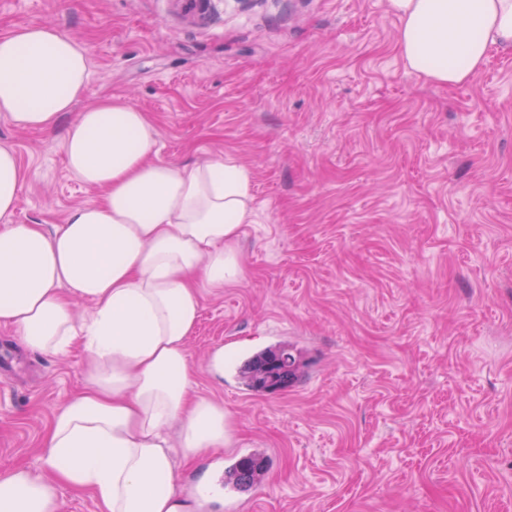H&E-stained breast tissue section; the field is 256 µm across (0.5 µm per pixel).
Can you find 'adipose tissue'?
Segmentation results:
<instances>
[{
  "label": "adipose tissue",
  "instance_id": "1",
  "mask_svg": "<svg viewBox=\"0 0 512 512\" xmlns=\"http://www.w3.org/2000/svg\"><path fill=\"white\" fill-rule=\"evenodd\" d=\"M397 45L420 78L456 85L512 49V0H388ZM84 46L47 23L0 37V114L63 140L69 170L103 191L45 233L15 224L26 178L0 144V324L30 350L81 344L84 386L53 417L42 471L0 473V512H62L61 487L88 490L98 512H206L210 486L188 493L176 462L223 449L235 423L223 404L188 398L187 339L202 292L244 275L238 244L253 223L252 173L232 156L195 166L154 160V128L119 98L87 106ZM90 302L76 316L73 303Z\"/></svg>",
  "mask_w": 512,
  "mask_h": 512
}]
</instances>
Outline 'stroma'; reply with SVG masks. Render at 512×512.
Segmentation results:
<instances>
[{
  "mask_svg": "<svg viewBox=\"0 0 512 512\" xmlns=\"http://www.w3.org/2000/svg\"><path fill=\"white\" fill-rule=\"evenodd\" d=\"M37 22L86 46L84 104L147 112L158 160L253 174L244 276L204 292L187 340L189 396L235 431L180 484L260 451L265 480L208 512H512V49L448 86L406 68L388 0H0V37ZM75 118L0 116L27 173L13 223L101 200L66 163ZM279 343L300 383L241 391L240 362ZM86 363L0 325V472L39 467Z\"/></svg>",
  "mask_w": 512,
  "mask_h": 512,
  "instance_id": "35a3bbf8",
  "label": "stroma"
}]
</instances>
